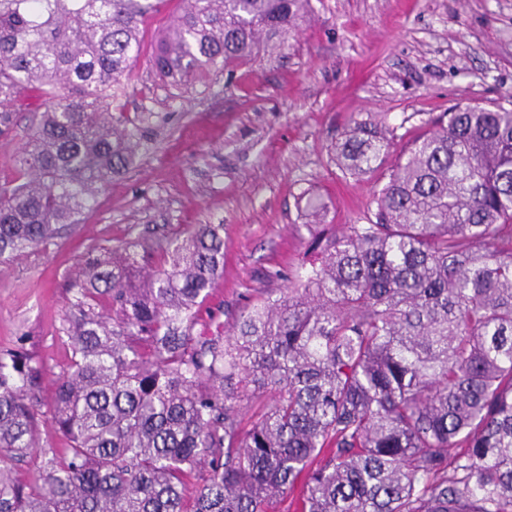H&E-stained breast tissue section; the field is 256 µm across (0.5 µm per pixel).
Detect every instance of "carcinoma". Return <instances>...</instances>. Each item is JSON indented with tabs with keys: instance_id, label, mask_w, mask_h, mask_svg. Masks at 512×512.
<instances>
[{
	"instance_id": "carcinoma-1",
	"label": "carcinoma",
	"mask_w": 512,
	"mask_h": 512,
	"mask_svg": "<svg viewBox=\"0 0 512 512\" xmlns=\"http://www.w3.org/2000/svg\"><path fill=\"white\" fill-rule=\"evenodd\" d=\"M308 2L183 0L152 68L206 85ZM161 3L0 0V123L42 99L0 184L1 264L80 223L140 156L123 100ZM446 116L397 155L374 218L312 233L317 262L227 334L196 330L224 225L85 254L50 405L65 452L38 443L43 366L0 356V512H512V109ZM393 147L357 120L334 160L366 175Z\"/></svg>"
}]
</instances>
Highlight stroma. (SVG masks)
<instances>
[{
  "instance_id": "obj_1",
  "label": "stroma",
  "mask_w": 512,
  "mask_h": 512,
  "mask_svg": "<svg viewBox=\"0 0 512 512\" xmlns=\"http://www.w3.org/2000/svg\"><path fill=\"white\" fill-rule=\"evenodd\" d=\"M311 11L233 74L181 90L149 59L182 5L164 0L142 27L140 90L125 114L141 121L146 149L98 193L81 224L45 250L0 264V351L46 369L37 397L40 445L62 448L51 422L55 376L69 349L64 327L79 258L181 224L224 227V273L201 312L232 326L258 293L279 294L314 261L306 198L326 232L365 223L392 171L343 175L330 147L370 118L396 145L433 128L457 104L512 105V0H310ZM0 124V182L30 135L29 109Z\"/></svg>"
}]
</instances>
